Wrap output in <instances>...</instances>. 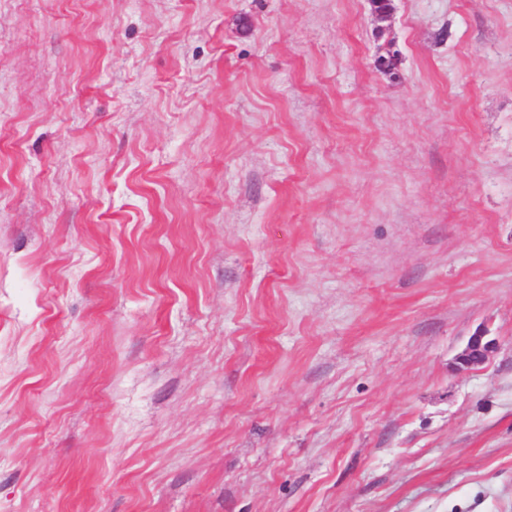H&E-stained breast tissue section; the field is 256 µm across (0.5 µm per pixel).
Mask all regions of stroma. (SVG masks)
Segmentation results:
<instances>
[{
  "instance_id": "stroma-1",
  "label": "stroma",
  "mask_w": 512,
  "mask_h": 512,
  "mask_svg": "<svg viewBox=\"0 0 512 512\" xmlns=\"http://www.w3.org/2000/svg\"><path fill=\"white\" fill-rule=\"evenodd\" d=\"M392 5L0 0V512H512V0ZM483 332H477L468 341L466 348L457 357L459 368L470 370L483 364L494 348V343L485 339Z\"/></svg>"
}]
</instances>
